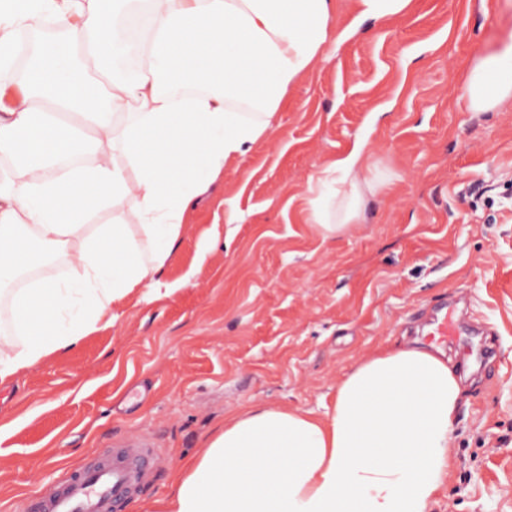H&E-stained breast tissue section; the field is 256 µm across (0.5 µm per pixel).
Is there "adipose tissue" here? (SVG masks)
Returning a JSON list of instances; mask_svg holds the SVG:
<instances>
[{"label":"adipose tissue","mask_w":512,"mask_h":512,"mask_svg":"<svg viewBox=\"0 0 512 512\" xmlns=\"http://www.w3.org/2000/svg\"><path fill=\"white\" fill-rule=\"evenodd\" d=\"M130 2L0 0V73L14 65L15 33L54 30L0 109V155L15 161L0 173V288L34 248L70 268L14 293L0 383L112 326L132 291L154 299L193 198L270 134L298 78L342 41L335 0H146L138 66L124 75L117 26ZM87 53L108 83L83 76ZM464 85L473 111L512 100V47L475 60ZM363 149L318 178L338 200L332 222L323 200L312 205L325 236L359 219ZM102 211L111 222L93 225ZM460 396L440 350L362 358L327 421L265 406L230 418L177 472L160 512H430Z\"/></svg>","instance_id":"adipose-tissue-1"}]
</instances>
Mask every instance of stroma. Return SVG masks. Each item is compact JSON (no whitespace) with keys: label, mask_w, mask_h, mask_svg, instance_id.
I'll list each match as a JSON object with an SVG mask.
<instances>
[{"label":"stroma","mask_w":512,"mask_h":512,"mask_svg":"<svg viewBox=\"0 0 512 512\" xmlns=\"http://www.w3.org/2000/svg\"><path fill=\"white\" fill-rule=\"evenodd\" d=\"M509 45L512 0H412L319 60L194 198L160 298L133 291L112 327L0 384V512L142 439L164 461L117 512H157L225 420L324 417L358 359L412 341L464 379L431 512H512V102L459 104L471 61ZM360 138L359 221L324 236L316 178Z\"/></svg>","instance_id":"obj_1"}]
</instances>
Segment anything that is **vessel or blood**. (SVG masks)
Here are the masks:
<instances>
[{
	"label": "vessel or blood",
	"mask_w": 512,
	"mask_h": 512,
	"mask_svg": "<svg viewBox=\"0 0 512 512\" xmlns=\"http://www.w3.org/2000/svg\"><path fill=\"white\" fill-rule=\"evenodd\" d=\"M159 462L154 448L113 450L111 458L72 471L40 495L38 512H114L119 501L149 483Z\"/></svg>",
	"instance_id": "b4317fda"
}]
</instances>
